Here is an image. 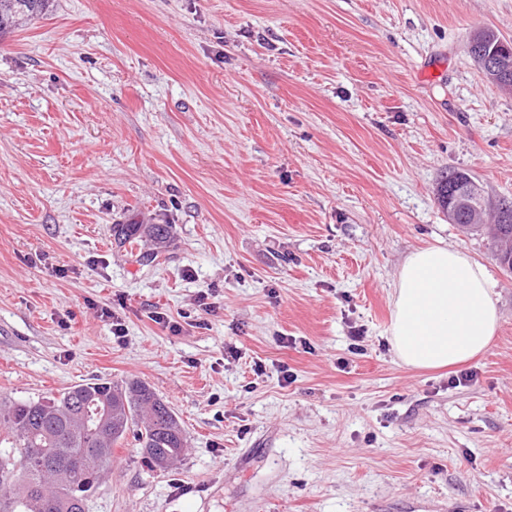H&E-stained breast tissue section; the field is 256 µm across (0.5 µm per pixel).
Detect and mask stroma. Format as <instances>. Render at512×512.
Returning <instances> with one entry per match:
<instances>
[{"instance_id":"obj_1","label":"stroma","mask_w":512,"mask_h":512,"mask_svg":"<svg viewBox=\"0 0 512 512\" xmlns=\"http://www.w3.org/2000/svg\"><path fill=\"white\" fill-rule=\"evenodd\" d=\"M484 26L512 0H54L0 38V403L135 379L188 440L121 441L87 512H512V274L438 200L512 198ZM430 245L495 285L461 385L387 341ZM169 228L166 224H116L112 232L119 244L134 243L144 235L158 242H164L170 238Z\"/></svg>"}]
</instances>
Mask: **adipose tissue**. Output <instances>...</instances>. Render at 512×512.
Returning <instances> with one entry per match:
<instances>
[{
	"label": "adipose tissue",
	"instance_id": "obj_1",
	"mask_svg": "<svg viewBox=\"0 0 512 512\" xmlns=\"http://www.w3.org/2000/svg\"><path fill=\"white\" fill-rule=\"evenodd\" d=\"M498 323L494 283L468 253L431 246L407 256L388 332L403 365L428 370L466 363L489 348Z\"/></svg>",
	"mask_w": 512,
	"mask_h": 512
}]
</instances>
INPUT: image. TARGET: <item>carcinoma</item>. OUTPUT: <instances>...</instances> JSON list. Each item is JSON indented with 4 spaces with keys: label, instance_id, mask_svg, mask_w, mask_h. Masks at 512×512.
Masks as SVG:
<instances>
[{
    "label": "carcinoma",
    "instance_id": "cac0c4a2",
    "mask_svg": "<svg viewBox=\"0 0 512 512\" xmlns=\"http://www.w3.org/2000/svg\"><path fill=\"white\" fill-rule=\"evenodd\" d=\"M53 0H0V37L46 15ZM476 62L488 54L512 61V48L488 27L470 45ZM115 239L170 238L167 224H116ZM496 260L512 272V250L493 236ZM109 410L99 426L95 408ZM133 435L147 463L173 466L187 447L180 421L148 384L96 379L57 397L0 406V512H86L87 502L112 463L115 445Z\"/></svg>",
    "mask_w": 512,
    "mask_h": 512
}]
</instances>
